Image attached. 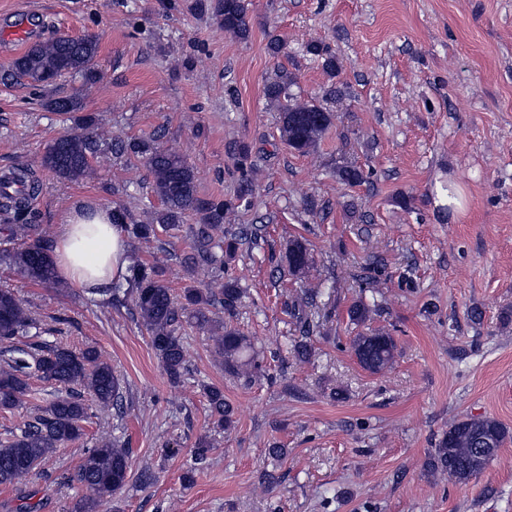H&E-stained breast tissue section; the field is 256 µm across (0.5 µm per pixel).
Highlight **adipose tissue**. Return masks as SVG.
I'll return each mask as SVG.
<instances>
[{
    "mask_svg": "<svg viewBox=\"0 0 512 512\" xmlns=\"http://www.w3.org/2000/svg\"><path fill=\"white\" fill-rule=\"evenodd\" d=\"M56 273L82 294L101 296L129 265L126 234L108 207L73 205L53 249Z\"/></svg>",
    "mask_w": 512,
    "mask_h": 512,
    "instance_id": "ef3b65f1",
    "label": "adipose tissue"
}]
</instances>
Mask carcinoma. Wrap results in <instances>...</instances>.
Masks as SVG:
<instances>
[{"mask_svg":"<svg viewBox=\"0 0 512 512\" xmlns=\"http://www.w3.org/2000/svg\"><path fill=\"white\" fill-rule=\"evenodd\" d=\"M249 0H211L208 8L222 23L224 31L241 41L250 38L248 20ZM306 53L321 58L323 68L336 74V55L329 46L310 41ZM98 40L92 36L58 37L32 45L15 58L7 69V77L43 88L70 75L85 85L98 80L94 60ZM294 77L283 69L264 86V96L279 112L280 131L288 147L301 155L316 150L319 140L333 125L334 113L291 93ZM90 117L78 119L76 127L53 141L41 157V165L58 178L79 181L94 173L91 160L102 151L106 140L89 131ZM124 150L143 155L151 176L152 192L161 200L162 209L153 213L148 224H129L127 210L113 208L116 218L126 225L127 232L143 240L158 238V230H173L180 226L189 212L201 215L202 227L192 239V262L205 264L211 274L213 287H186L181 302L174 301L167 280V266L160 257L153 262H133L124 280L112 284V293L132 298L139 323L150 338L170 384L178 385L187 370L189 359L178 329L185 313L191 314L200 330L212 334L218 353L224 358V371L246 383L261 372V364L250 338L227 323H215L209 308L219 305L232 315L239 307L243 289L238 281L226 275L239 258L242 232L227 223L235 210L248 203L253 190L254 164L246 145H240L235 155L241 173L236 196L228 199L204 200L197 196L196 175L186 159L175 151L156 150L145 140L131 141ZM336 178L348 187L368 180V175L354 165L336 168ZM38 191L37 181L26 171L13 172L0 178V210L14 211L19 217L31 196ZM7 231L0 248V258L8 261L31 280L53 285L56 275L49 253V229L33 224H6ZM19 238L31 242L17 247L10 243ZM280 264L288 275L299 281L315 278L317 267L308 243L302 239L288 240L280 255ZM318 291L307 288L291 296L286 303L288 313L299 324L301 339L295 341L291 354L299 361L312 356L308 338L316 323L309 315ZM379 303L354 301L347 310L348 319L355 325L371 320L378 313ZM41 335L28 307L10 290L0 289V410L30 407L33 420L25 423L9 437L0 441V485L16 486L29 476L57 449L74 445L84 439L83 423L92 414V406L105 408L122 401V389L112 364L94 348L76 352L70 348L47 343L39 344L40 352L31 353L17 345L18 336L30 332ZM350 349L359 365L377 374L392 365L395 358L394 338L386 331L371 330L353 337ZM34 376L53 381L61 391L47 405L31 403L30 379ZM87 391L92 399L88 404L74 392V387ZM203 393L208 402L209 424L214 431L226 430L233 423V408L224 399V392L206 385ZM508 437V431L491 418L456 420L444 431L436 448L430 453L427 468L434 474L449 476L467 483L480 475L497 455ZM83 459L78 478L87 495L73 506L72 512H97L102 501L121 490L127 483L130 469L129 450L117 437L100 436L82 444Z\"/></svg>","mask_w":512,"mask_h":512,"instance_id":"cac0c4a2","label":"carcinoma"}]
</instances>
